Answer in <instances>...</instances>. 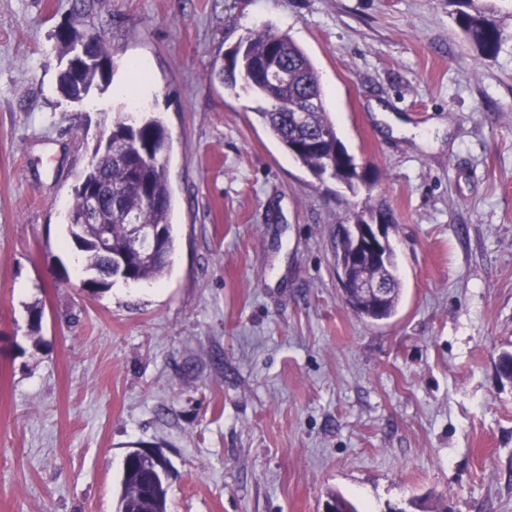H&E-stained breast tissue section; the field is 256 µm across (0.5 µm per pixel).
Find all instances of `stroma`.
<instances>
[{"mask_svg":"<svg viewBox=\"0 0 512 512\" xmlns=\"http://www.w3.org/2000/svg\"><path fill=\"white\" fill-rule=\"evenodd\" d=\"M73 0H0V512H117L127 453L165 455L168 512H512V0L496 57L448 0H85L112 81L57 89ZM288 33L372 190L317 179L210 77ZM147 64L175 253L83 290L73 188ZM389 210L397 313L359 320L331 235Z\"/></svg>","mask_w":512,"mask_h":512,"instance_id":"obj_1","label":"stroma"}]
</instances>
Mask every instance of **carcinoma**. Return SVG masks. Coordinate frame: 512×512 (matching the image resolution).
<instances>
[{
  "mask_svg": "<svg viewBox=\"0 0 512 512\" xmlns=\"http://www.w3.org/2000/svg\"><path fill=\"white\" fill-rule=\"evenodd\" d=\"M456 6L457 22L466 41L487 58L496 56L506 39L504 30L488 16L480 0H450ZM67 30L56 36L55 51L64 67L58 76L60 93L81 101L89 91H102L111 82L112 73L103 72L98 60H112L105 36L90 32L81 21V9L66 23ZM231 71L211 72L231 88L243 83L257 97L268 103L258 112L268 132L285 150L315 177L322 179L336 166V157L349 165L354 160L326 110L317 70L304 50L286 32L263 28L240 40L232 51ZM274 65L288 66V82L271 83L266 71ZM162 120L144 112L129 124L119 117L112 125V163L89 166L74 187L68 209L69 235L86 254L85 270L96 290L108 288L111 281L139 283L157 281L172 262L175 239L171 223V196L166 168L142 157L155 151L164 139ZM100 182L112 187V198L103 199L96 210V223L87 218L85 187ZM384 213L380 207L366 206L351 212L346 224H365ZM139 224L158 228V245L146 255L129 248L128 217ZM336 269L355 275L351 262V241L334 255ZM381 269L392 282V295L378 308L362 302H346L361 320L370 322L378 315L391 318L401 299V279L397 255L388 245ZM117 512H167L164 475L156 472L150 457L123 460L121 495Z\"/></svg>",
  "mask_w": 512,
  "mask_h": 512,
  "instance_id": "cac0c4a2",
  "label": "carcinoma"
}]
</instances>
